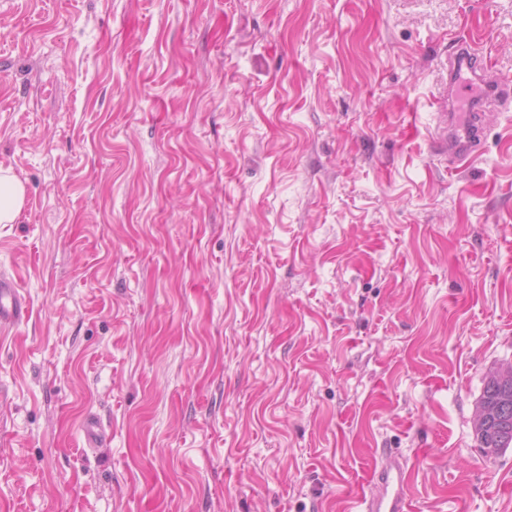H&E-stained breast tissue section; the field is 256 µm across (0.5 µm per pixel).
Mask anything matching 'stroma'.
I'll use <instances>...</instances> for the list:
<instances>
[{
	"label": "stroma",
	"mask_w": 512,
	"mask_h": 512,
	"mask_svg": "<svg viewBox=\"0 0 512 512\" xmlns=\"http://www.w3.org/2000/svg\"><path fill=\"white\" fill-rule=\"evenodd\" d=\"M512 0H0V512H512V108L434 147ZM96 417L108 438L88 447ZM451 49L448 56V114L441 113L445 118L444 127L435 143L437 154L445 158L448 155L451 160L453 166L448 167L449 170L462 168L481 152L484 130L480 117L484 108L493 103L507 106L512 98L510 80L500 76L491 60L479 53L476 39H455ZM461 55H467L471 59L470 74L476 69L479 70L480 84L484 88L483 96L473 105L475 113L470 114L469 121L463 125L456 120L455 106L459 100L472 96L473 85L455 78ZM24 199L23 183L0 169V224H12L16 220ZM28 307L26 299L18 292L14 282L0 277V326L4 328L26 319ZM480 400L486 401L495 411V420L484 433H476L480 448H509L512 444V385L505 395L503 386L488 380ZM358 512H410L405 493V465L395 451L384 448L371 476V491L356 503Z\"/></svg>",
	"instance_id": "stroma-1"
}]
</instances>
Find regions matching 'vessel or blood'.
<instances>
[{
    "mask_svg": "<svg viewBox=\"0 0 512 512\" xmlns=\"http://www.w3.org/2000/svg\"><path fill=\"white\" fill-rule=\"evenodd\" d=\"M468 56L474 69L480 72V83L484 94L474 99L473 112L467 123L456 120L451 110L445 116L444 127L436 141L439 156H446L454 168H462L481 151L484 130L480 115L486 106L512 104V80L500 76L491 60L479 53L475 39H459L453 42L448 57V103L453 107L459 100L472 97L471 83L457 79L458 60ZM28 315L25 298L18 292L8 277H0V326L6 327L21 322ZM356 507L358 512H410L405 493V465L395 451L385 448L372 472L371 491L362 495Z\"/></svg>",
    "mask_w": 512,
    "mask_h": 512,
    "instance_id": "vessel-or-blood-1",
    "label": "vessel or blood"
}]
</instances>
